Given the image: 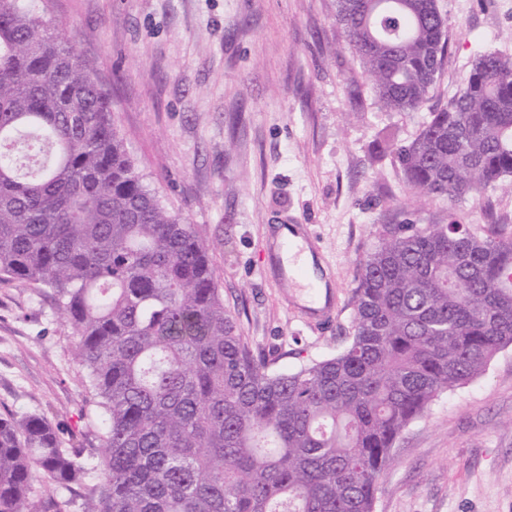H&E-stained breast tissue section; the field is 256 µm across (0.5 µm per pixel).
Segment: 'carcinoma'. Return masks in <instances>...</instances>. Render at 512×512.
Returning a JSON list of instances; mask_svg holds the SVG:
<instances>
[{
    "label": "carcinoma",
    "instance_id": "cac0c4a2",
    "mask_svg": "<svg viewBox=\"0 0 512 512\" xmlns=\"http://www.w3.org/2000/svg\"><path fill=\"white\" fill-rule=\"evenodd\" d=\"M336 22L380 105L420 110L448 50L438 0H336ZM392 151L425 199L512 178V57L479 55ZM210 250L145 183L66 31L0 0V279L56 296L101 443L1 414L0 512H70L78 488L82 512H373L403 431L512 345L507 224L386 227L352 335L281 372L241 335Z\"/></svg>",
    "mask_w": 512,
    "mask_h": 512
}]
</instances>
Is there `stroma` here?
I'll list each match as a JSON object with an SVG mask.
<instances>
[{
	"mask_svg": "<svg viewBox=\"0 0 512 512\" xmlns=\"http://www.w3.org/2000/svg\"><path fill=\"white\" fill-rule=\"evenodd\" d=\"M448 52L417 112L381 107L336 22V0H29L65 26L112 100L146 182L214 243L224 303L286 370L352 332L356 271L390 224L512 225V193L420 200L394 153L475 58L512 56V0H438ZM317 243L336 320L309 319L275 269L278 225ZM71 329L50 294L0 280V414H41L96 453ZM373 512H512V346L441 394L401 435Z\"/></svg>",
	"mask_w": 512,
	"mask_h": 512,
	"instance_id": "1",
	"label": "stroma"
}]
</instances>
